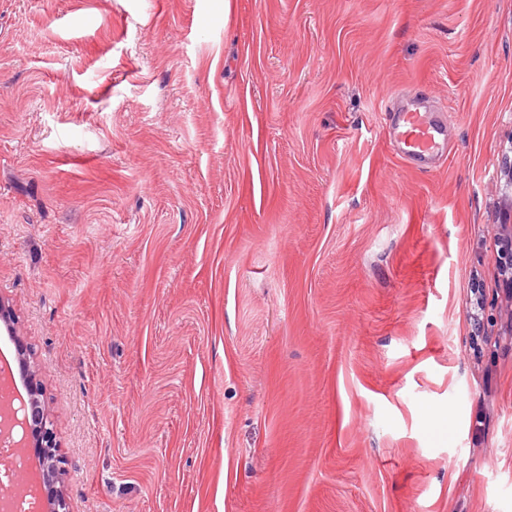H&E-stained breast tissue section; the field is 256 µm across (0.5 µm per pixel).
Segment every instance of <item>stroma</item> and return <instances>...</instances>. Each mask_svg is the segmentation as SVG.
Returning <instances> with one entry per match:
<instances>
[{"mask_svg":"<svg viewBox=\"0 0 512 512\" xmlns=\"http://www.w3.org/2000/svg\"><path fill=\"white\" fill-rule=\"evenodd\" d=\"M509 159L512 0H0V358L71 512H512ZM398 112L394 134L403 158L424 161L439 152L444 133L430 121L425 106L413 104ZM20 351L22 356L21 369L26 377L28 394L31 397L30 404L26 407L21 400L23 415L20 420H16L14 414L4 412L1 428L9 430L16 421L23 431L20 441L23 456L28 462V448H32L37 454L40 467L38 479L41 487V498L44 496L48 503L46 511L70 512L66 492L63 490V485H61L64 469L60 465L62 459L58 454L56 436L52 424L37 398L40 383L32 362L26 358V349L22 345ZM57 484L58 486H56ZM47 487L50 491L44 495Z\"/></svg>","mask_w":512,"mask_h":512,"instance_id":"35a3bbf8","label":"stroma"}]
</instances>
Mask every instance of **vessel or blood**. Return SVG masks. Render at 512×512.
<instances>
[{
    "instance_id": "vessel-or-blood-1",
    "label": "vessel or blood",
    "mask_w": 512,
    "mask_h": 512,
    "mask_svg": "<svg viewBox=\"0 0 512 512\" xmlns=\"http://www.w3.org/2000/svg\"><path fill=\"white\" fill-rule=\"evenodd\" d=\"M394 134L403 158L425 160L439 151L443 131L430 121L425 106L414 104L401 109Z\"/></svg>"
}]
</instances>
